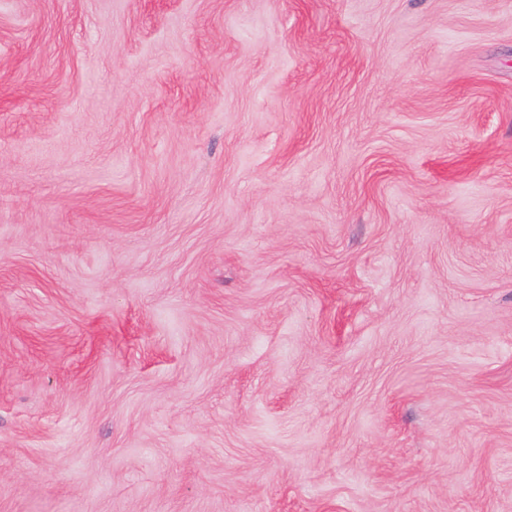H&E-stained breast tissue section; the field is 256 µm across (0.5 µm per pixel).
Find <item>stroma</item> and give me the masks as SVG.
<instances>
[{
    "mask_svg": "<svg viewBox=\"0 0 512 512\" xmlns=\"http://www.w3.org/2000/svg\"><path fill=\"white\" fill-rule=\"evenodd\" d=\"M0 512H512V0H0Z\"/></svg>",
    "mask_w": 512,
    "mask_h": 512,
    "instance_id": "35a3bbf8",
    "label": "stroma"
}]
</instances>
